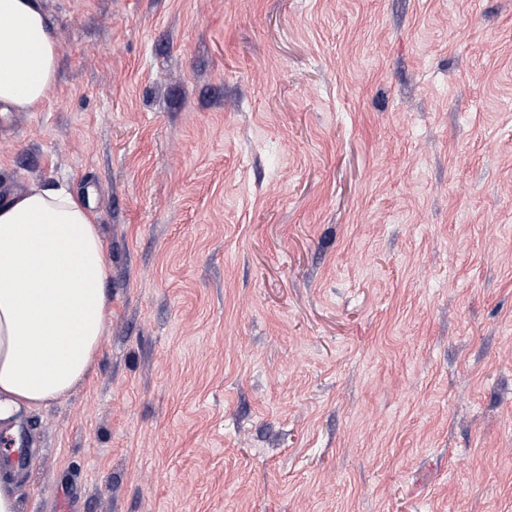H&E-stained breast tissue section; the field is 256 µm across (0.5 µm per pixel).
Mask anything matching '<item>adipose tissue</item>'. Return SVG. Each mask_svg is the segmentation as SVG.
I'll use <instances>...</instances> for the list:
<instances>
[{
    "label": "adipose tissue",
    "instance_id": "ef3b65f1",
    "mask_svg": "<svg viewBox=\"0 0 512 512\" xmlns=\"http://www.w3.org/2000/svg\"><path fill=\"white\" fill-rule=\"evenodd\" d=\"M57 63L40 0H0V105L38 111ZM109 274L95 217L66 187L32 183L0 197V422L86 381L107 329Z\"/></svg>",
    "mask_w": 512,
    "mask_h": 512
}]
</instances>
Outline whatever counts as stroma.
Returning <instances> with one entry per match:
<instances>
[{
  "instance_id": "stroma-1",
  "label": "stroma",
  "mask_w": 512,
  "mask_h": 512,
  "mask_svg": "<svg viewBox=\"0 0 512 512\" xmlns=\"http://www.w3.org/2000/svg\"><path fill=\"white\" fill-rule=\"evenodd\" d=\"M0 190L91 197L111 314L18 512H512V0H42Z\"/></svg>"
}]
</instances>
